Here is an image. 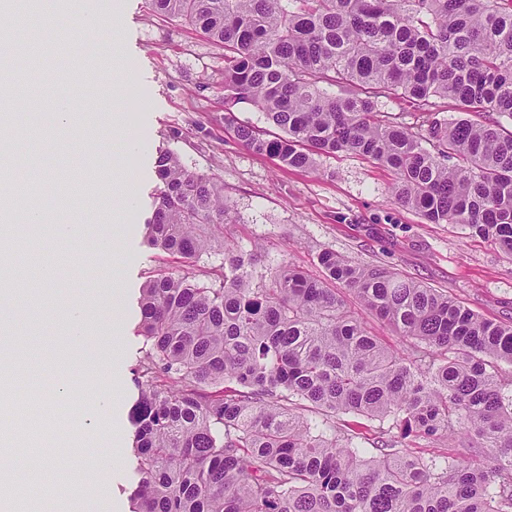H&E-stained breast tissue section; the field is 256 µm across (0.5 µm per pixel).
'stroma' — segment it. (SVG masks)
Masks as SVG:
<instances>
[{
    "label": "stroma",
    "mask_w": 512,
    "mask_h": 512,
    "mask_svg": "<svg viewBox=\"0 0 512 512\" xmlns=\"http://www.w3.org/2000/svg\"><path fill=\"white\" fill-rule=\"evenodd\" d=\"M113 24L91 32L70 25L60 40L67 54L56 63L24 58L14 65L49 96L66 95L88 118L102 127L99 142L78 149L79 129L59 127L49 116L16 103L17 129L10 136L17 159L18 184L41 183L53 193L51 172L70 167L75 192L89 189L84 173L87 154L100 168L132 145L137 149L129 166L137 179V196L121 205L103 190L97 207L77 215L61 213L59 223L75 225L72 246L63 250L58 239L29 236L25 262H45L59 276L38 278L33 291L18 293L15 305L26 310L42 303L40 320L24 317L14 343L29 352L20 377L52 391L57 378L74 382L71 407L95 408L98 399L113 396L119 409V440L99 441L89 434L82 455L58 449L45 451L50 492L45 512H132L131 491L137 481L131 411L138 397L133 370L145 354L137 334L142 285L151 276L173 273L205 277L224 260L223 252L186 264L148 245L146 221L160 182L156 160L161 151H174L190 169L212 174L224 186L234 210L229 224L215 228L219 243L248 250L260 248L258 271L290 265L321 278L318 255L330 249L349 260L388 269L448 292L486 319L512 323V259L493 242L458 224H429L401 206L390 192L393 174L376 161L349 154L320 157L315 168L293 169L275 157L246 148L224 123V49L207 40L184 19L152 11L149 0H118ZM131 64L138 75L128 84L121 103H114L112 86L99 70ZM123 112L126 129L113 134L110 115ZM112 234L111 251L99 239ZM88 304L89 330L80 346L68 344L62 313L72 302ZM358 444L375 448L384 443L422 456L459 453L458 439L402 437L388 423L353 418ZM121 454L123 462L88 483L85 451Z\"/></svg>",
    "instance_id": "1"
}]
</instances>
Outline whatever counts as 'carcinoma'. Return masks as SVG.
I'll list each match as a JSON object with an SVG mask.
<instances>
[{"label":"carcinoma","mask_w":512,"mask_h":512,"mask_svg":"<svg viewBox=\"0 0 512 512\" xmlns=\"http://www.w3.org/2000/svg\"><path fill=\"white\" fill-rule=\"evenodd\" d=\"M224 47V103H248L282 131L240 124L249 149L311 169L316 157H368L391 192L430 224H461L512 257V0H151ZM0 43L61 54L51 35ZM402 98L416 131L381 113ZM453 99L461 117L440 116ZM487 115L475 123L465 115ZM149 245L187 262L215 247L208 229L233 210L224 186L157 160ZM19 210L45 209L37 184ZM325 280L224 247L208 281L158 274L141 288L131 419L139 476L133 512H512V323L482 318L396 272L323 250ZM415 340L394 354L368 335L327 282ZM330 419L390 421L403 437L467 436L468 452L416 456L361 448ZM490 454L483 455V450Z\"/></svg>","instance_id":"obj_1"}]
</instances>
